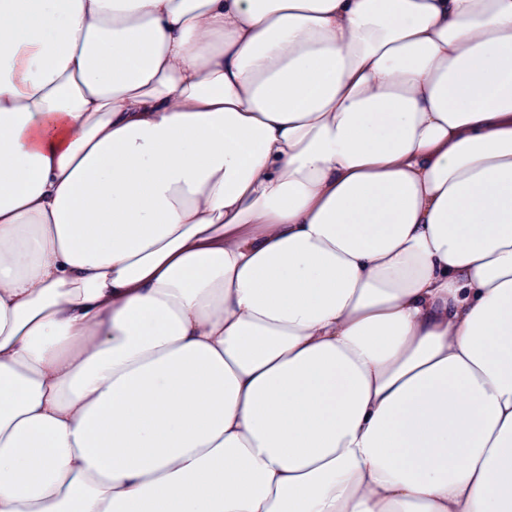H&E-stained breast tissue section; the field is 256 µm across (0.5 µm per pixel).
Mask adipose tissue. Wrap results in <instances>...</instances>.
<instances>
[{
	"mask_svg": "<svg viewBox=\"0 0 512 512\" xmlns=\"http://www.w3.org/2000/svg\"><path fill=\"white\" fill-rule=\"evenodd\" d=\"M0 512H512V0H0Z\"/></svg>",
	"mask_w": 512,
	"mask_h": 512,
	"instance_id": "ef3b65f1",
	"label": "adipose tissue"
}]
</instances>
